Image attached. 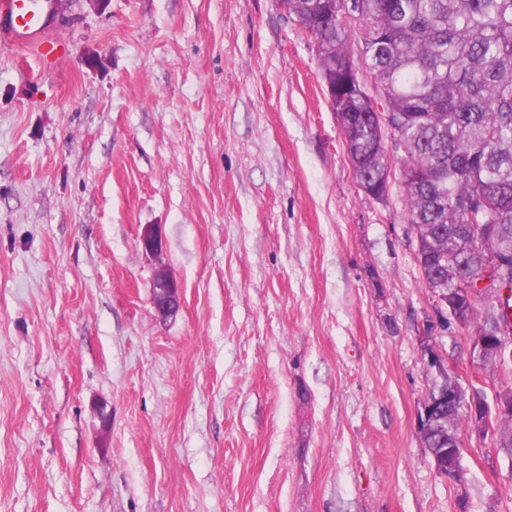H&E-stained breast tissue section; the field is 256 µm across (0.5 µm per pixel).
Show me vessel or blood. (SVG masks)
Instances as JSON below:
<instances>
[{"label": "vessel or blood", "instance_id": "1", "mask_svg": "<svg viewBox=\"0 0 512 512\" xmlns=\"http://www.w3.org/2000/svg\"><path fill=\"white\" fill-rule=\"evenodd\" d=\"M46 12L44 0H0V13L8 14L12 21L10 40L21 48H33L41 56L55 58L59 43L42 34Z\"/></svg>", "mask_w": 512, "mask_h": 512}]
</instances>
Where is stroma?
I'll return each instance as SVG.
<instances>
[{
    "mask_svg": "<svg viewBox=\"0 0 512 512\" xmlns=\"http://www.w3.org/2000/svg\"><path fill=\"white\" fill-rule=\"evenodd\" d=\"M48 34L0 40V512H457L401 190L359 188L313 38L279 0H55ZM465 444L469 512H512ZM149 295L154 309L163 318L175 314L181 306V286L164 269H159L154 274Z\"/></svg>",
    "mask_w": 512,
    "mask_h": 512,
    "instance_id": "1",
    "label": "stroma"
}]
</instances>
